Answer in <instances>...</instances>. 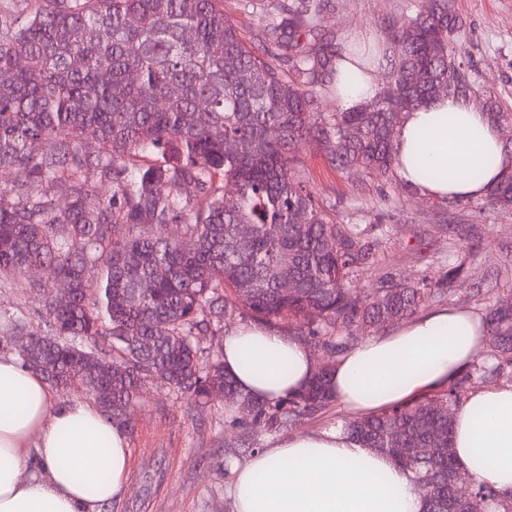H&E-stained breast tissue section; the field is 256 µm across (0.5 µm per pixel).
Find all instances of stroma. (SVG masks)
<instances>
[{
    "instance_id": "35a3bbf8",
    "label": "stroma",
    "mask_w": 512,
    "mask_h": 512,
    "mask_svg": "<svg viewBox=\"0 0 512 512\" xmlns=\"http://www.w3.org/2000/svg\"><path fill=\"white\" fill-rule=\"evenodd\" d=\"M275 0H224L225 16L246 41L262 32ZM418 0H333L324 24L346 44L350 33L383 47L402 14ZM465 29L459 59L475 105L495 95L512 110V0H454ZM299 151L313 192L339 222L367 230L379 247L361 285L375 287L394 277L417 282L442 279L450 263L463 271L448 297L426 302L421 313L464 308L481 315L485 306L512 300V212L481 205L479 199L441 201L420 195L395 172H337L315 146ZM37 291L0 284V353L13 350L8 331L15 324L33 333L46 328ZM132 467L119 501L102 512H234L228 493L234 470L256 452L285 439L236 418L215 401L188 403L157 381H147L127 434Z\"/></svg>"
}]
</instances>
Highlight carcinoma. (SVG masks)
<instances>
[{
    "mask_svg": "<svg viewBox=\"0 0 512 512\" xmlns=\"http://www.w3.org/2000/svg\"><path fill=\"white\" fill-rule=\"evenodd\" d=\"M325 10L277 0L250 45L224 0H0V276L20 283L42 268L49 316L45 333L17 335L25 367L124 426L153 379L194 402L225 397L242 420L279 430L335 403L333 364L282 402L257 401L224 372V318L247 315L339 356L356 329L410 318L452 290L457 266L442 282L359 287L376 244L314 196L297 147L315 144L341 171L395 168L405 114L467 91L462 20L452 0H419L394 24L376 96L324 112L342 56ZM483 109L496 125L512 119L490 98ZM54 188L62 208L47 199ZM485 204L512 211V164ZM285 270L292 294L279 289ZM58 280L68 288L48 289ZM483 329V359L447 389L343 423L413 475L425 512H470L474 500L512 512L492 486L456 479L453 413L475 384L512 382V308L487 306ZM203 336L221 337L218 350Z\"/></svg>",
    "mask_w": 512,
    "mask_h": 512,
    "instance_id": "cac0c4a2",
    "label": "carcinoma"
}]
</instances>
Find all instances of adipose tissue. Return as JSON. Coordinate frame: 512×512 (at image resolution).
Segmentation results:
<instances>
[{
  "label": "adipose tissue",
  "mask_w": 512,
  "mask_h": 512,
  "mask_svg": "<svg viewBox=\"0 0 512 512\" xmlns=\"http://www.w3.org/2000/svg\"><path fill=\"white\" fill-rule=\"evenodd\" d=\"M337 64L336 103L369 101L378 85L362 36ZM396 172L427 197H480L501 177L503 143L483 109L461 97L407 113L395 140ZM482 178L470 171L482 159ZM435 170L432 179L424 170ZM484 346L466 309L429 312L342 354L332 390L342 407L365 416L444 388ZM315 367L305 345L257 324L224 336V370L238 387L274 402L303 389ZM55 391L18 356L0 354V512H100L119 500L131 470L120 425L95 404L58 402ZM456 458L470 481L512 496V387L477 390L454 420ZM236 512H422L412 476L389 457L361 447L335 425L297 434L238 467L229 490Z\"/></svg>",
  "instance_id": "ef3b65f1"
}]
</instances>
